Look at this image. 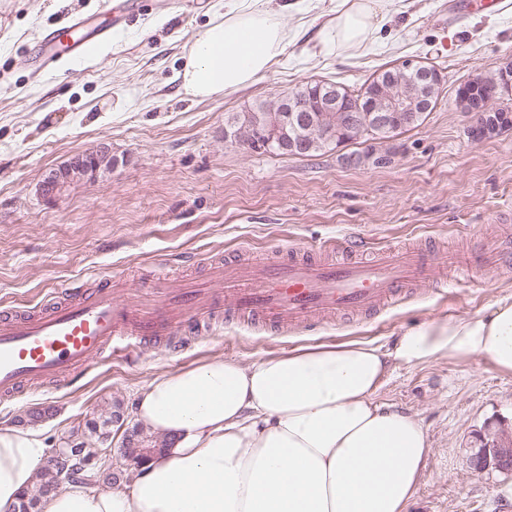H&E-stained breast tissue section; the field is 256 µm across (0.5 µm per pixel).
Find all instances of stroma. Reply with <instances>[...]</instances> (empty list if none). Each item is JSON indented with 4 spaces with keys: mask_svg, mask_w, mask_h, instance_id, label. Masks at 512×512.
<instances>
[{
    "mask_svg": "<svg viewBox=\"0 0 512 512\" xmlns=\"http://www.w3.org/2000/svg\"><path fill=\"white\" fill-rule=\"evenodd\" d=\"M336 2L306 0L305 12L288 15L300 37L253 86L198 101L181 91L177 73L218 0H173L164 11L140 0L127 30L89 59L47 73L36 61L43 31L77 15L99 17L102 0H0V304L46 302L54 289L91 288L108 274L132 287L152 274L201 277L205 259L241 245L261 255L285 243L317 248L362 237L380 247L429 235L441 251L480 265L483 235L512 214V130L469 141L455 93L512 57V0H415L367 43L307 53L320 14L335 12ZM423 58L444 84L421 125L377 144L388 163L355 169L333 150L274 156L224 138L229 116L253 102L309 80L358 88ZM102 145L118 167L76 179L56 198L39 195L50 169ZM508 295L512 269L416 293L356 325L272 336L218 323L181 355L149 348L133 364L90 369L76 385L0 402V426L46 409L40 425L54 450L109 403L131 412L160 372L211 357L246 365L321 343L388 346L405 329L481 313ZM377 400L419 414L429 438L408 512H512V474L478 473L466 462L487 424L512 426V376L443 360L396 371Z\"/></svg>",
    "mask_w": 512,
    "mask_h": 512,
    "instance_id": "1",
    "label": "stroma"
}]
</instances>
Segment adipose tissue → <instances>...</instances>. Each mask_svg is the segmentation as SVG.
<instances>
[{"label":"adipose tissue","mask_w":512,"mask_h":512,"mask_svg":"<svg viewBox=\"0 0 512 512\" xmlns=\"http://www.w3.org/2000/svg\"><path fill=\"white\" fill-rule=\"evenodd\" d=\"M390 3L341 0L315 49L362 44ZM301 9V0H224L189 47L183 92L204 100L250 86L295 40L281 14ZM476 359L512 375V295L485 313L406 329L387 349L317 344L160 373L138 393L134 416L164 447L129 485L72 483L45 496L41 512H408L428 435L417 414L376 395L395 368ZM46 453L39 429L0 427V512L33 489Z\"/></svg>","instance_id":"ef3b65f1"}]
</instances>
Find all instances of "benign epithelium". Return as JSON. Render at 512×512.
<instances>
[{"instance_id": "obj_1", "label": "benign epithelium", "mask_w": 512, "mask_h": 512, "mask_svg": "<svg viewBox=\"0 0 512 512\" xmlns=\"http://www.w3.org/2000/svg\"><path fill=\"white\" fill-rule=\"evenodd\" d=\"M432 81L440 86V72L420 67L407 60L398 72L397 81L387 91L364 90L352 101L336 96L332 87L309 82L265 102L259 108L245 109V119L251 122V138L242 142L236 130L237 121L224 126V139L242 142L249 150L266 147L275 142L280 150L291 156L307 154L310 139L336 142L341 148V135L363 128L380 132L393 125L412 124L418 111V95L423 83ZM458 100L468 106L473 120L467 129L473 142L483 141L494 134L512 129V109L505 102L512 100V63L501 66L490 76L476 77L456 91ZM118 165V159L103 148L79 154L68 164L50 171L39 190L44 198L63 192L71 180L95 175L101 169ZM78 455L72 440L56 449L47 464L63 465ZM467 462L471 469L482 472L495 469L512 472V430L487 425V434L480 445L469 449Z\"/></svg>"}]
</instances>
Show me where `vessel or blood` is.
I'll use <instances>...</instances> for the list:
<instances>
[{
    "mask_svg": "<svg viewBox=\"0 0 512 512\" xmlns=\"http://www.w3.org/2000/svg\"><path fill=\"white\" fill-rule=\"evenodd\" d=\"M110 21L76 18L68 33H43L39 69L63 58L85 59L138 9L137 0H106ZM427 268L419 244L371 246L362 238L308 250L294 244L255 257L240 246L212 261L199 279L157 278L117 292L111 277L98 287L29 310L0 309V397L11 399L39 381L78 383L97 365L134 362L147 347L178 354L217 321L296 332L344 320L368 321L418 288L444 284Z\"/></svg>",
    "mask_w": 512,
    "mask_h": 512,
    "instance_id": "1",
    "label": "vessel or blood"
}]
</instances>
